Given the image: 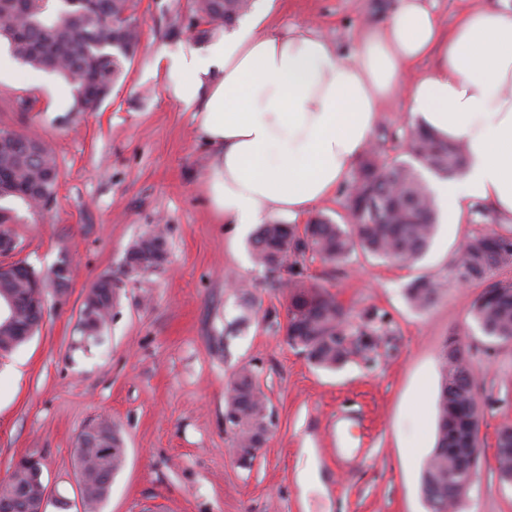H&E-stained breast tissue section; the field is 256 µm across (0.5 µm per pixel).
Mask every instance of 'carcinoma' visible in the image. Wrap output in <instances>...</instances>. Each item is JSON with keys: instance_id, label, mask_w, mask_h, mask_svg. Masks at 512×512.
Segmentation results:
<instances>
[{"instance_id": "obj_1", "label": "carcinoma", "mask_w": 512, "mask_h": 512, "mask_svg": "<svg viewBox=\"0 0 512 512\" xmlns=\"http://www.w3.org/2000/svg\"><path fill=\"white\" fill-rule=\"evenodd\" d=\"M252 0H192L196 18L206 24L232 25L250 11ZM0 10L11 22L0 24V40L21 64L62 77L70 86L79 111L100 105L136 54L141 29L135 0H0ZM29 136L0 134V177L12 183L13 192L0 201L18 200L31 213L49 203L58 178L56 159L46 146L29 158L24 142ZM411 154L441 178L452 180L466 165L464 146L418 127L411 132ZM347 220L339 224L320 215L303 228L295 224H261L250 241L254 264L275 274L293 269L311 251L336 264L359 250L402 265H413L427 252L436 233L438 210L427 182L406 163L386 164L371 150L354 173L346 195ZM154 228L133 241L125 266L148 272L166 261V249H157ZM512 267V232L490 231L469 237L457 250L454 268L459 282L482 285L469 310L477 329L494 342H512V280L499 279ZM440 285L426 276L409 283L408 304L426 311L436 301ZM117 299L112 278L106 275L89 289L81 306L82 337L97 341ZM376 330L364 324L349 328V321L335 295L317 283L290 282L286 342L304 354L314 366L334 370L344 364L352 349L371 350ZM356 337L355 347L349 337ZM28 341L23 334L0 329V350L8 354ZM441 386L437 401V436L421 476V493L429 512H460L477 477L481 449L473 439L480 406L475 401V382L469 348L459 339L443 345L440 352ZM224 418L231 426L236 450L254 458L269 439L273 420L253 371L243 367L230 381ZM106 432L103 442L77 448L75 467L87 473L83 483L86 512H98L108 499L112 478L126 465L124 439L112 423L100 421ZM496 475L512 484V425L497 432ZM34 463L23 457L10 476L0 482V501L37 505L42 487L29 480Z\"/></svg>"}]
</instances>
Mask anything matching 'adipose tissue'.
Listing matches in <instances>:
<instances>
[{"label": "adipose tissue", "mask_w": 512, "mask_h": 512, "mask_svg": "<svg viewBox=\"0 0 512 512\" xmlns=\"http://www.w3.org/2000/svg\"><path fill=\"white\" fill-rule=\"evenodd\" d=\"M268 5L202 51L169 55L170 95L215 154L205 178L225 223L297 217L329 199L368 151L384 104L463 141V176L435 187L463 224L473 200L512 224V9L487 6L443 29L428 0H399L340 57L314 31L266 29ZM432 66L417 71L422 60Z\"/></svg>", "instance_id": "1"}]
</instances>
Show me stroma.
<instances>
[{
  "mask_svg": "<svg viewBox=\"0 0 512 512\" xmlns=\"http://www.w3.org/2000/svg\"><path fill=\"white\" fill-rule=\"evenodd\" d=\"M394 3L272 0L267 24L317 31L344 57L361 24L386 21ZM137 17L140 47L96 109L58 110L64 81L39 70L0 86V130L39 135L59 169L52 203L15 225V257L42 272L63 259L72 268L39 332L0 356V481L20 456H39L53 495L69 503L47 512H78L75 448L89 423L105 419L121 432L127 460L101 512H428L419 480L435 443L439 353L457 336L471 346L483 399L479 482L462 512H512V486L494 475L497 432L512 424V343L481 335L469 318L481 287L453 273L458 247L480 225L440 224L411 267L359 253L333 265L306 253L301 279L326 286L353 325L384 331L375 351L334 371L315 368L285 340L291 274L257 268L251 229L214 215L202 181L214 150L167 91L159 55L206 47L212 33L190 0H138ZM413 126L404 101L384 107L372 141L383 162L412 163ZM156 223L165 263L126 277V249ZM105 274L119 297L101 340L88 343L79 309ZM421 275L442 285L426 311L405 298ZM243 367L257 373L274 421L247 466L224 426L226 387ZM342 415L359 422L348 454L336 446ZM305 448L315 451L324 491L301 492Z\"/></svg>",
  "mask_w": 512,
  "mask_h": 512,
  "instance_id": "stroma-1",
  "label": "stroma"
}]
</instances>
